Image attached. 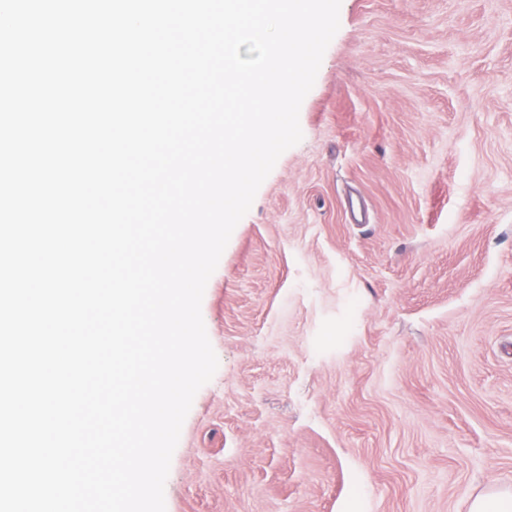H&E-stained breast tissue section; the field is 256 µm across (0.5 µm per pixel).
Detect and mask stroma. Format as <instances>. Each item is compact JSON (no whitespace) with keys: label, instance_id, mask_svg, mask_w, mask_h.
<instances>
[{"label":"stroma","instance_id":"obj_1","mask_svg":"<svg viewBox=\"0 0 512 512\" xmlns=\"http://www.w3.org/2000/svg\"><path fill=\"white\" fill-rule=\"evenodd\" d=\"M201 305L166 512L512 492V0H341Z\"/></svg>","mask_w":512,"mask_h":512}]
</instances>
